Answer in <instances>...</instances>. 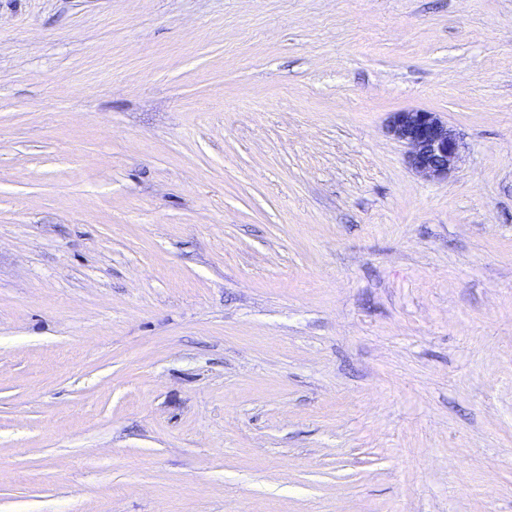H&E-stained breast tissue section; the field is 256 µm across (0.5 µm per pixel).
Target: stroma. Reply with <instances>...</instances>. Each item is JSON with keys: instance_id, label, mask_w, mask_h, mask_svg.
<instances>
[{"instance_id": "obj_1", "label": "stroma", "mask_w": 512, "mask_h": 512, "mask_svg": "<svg viewBox=\"0 0 512 512\" xmlns=\"http://www.w3.org/2000/svg\"><path fill=\"white\" fill-rule=\"evenodd\" d=\"M0 512H512V0H0ZM388 130L407 148L408 164L427 178H447L459 159L457 134L437 112L424 109L393 112Z\"/></svg>"}]
</instances>
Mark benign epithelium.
Instances as JSON below:
<instances>
[{"instance_id": "obj_1", "label": "benign epithelium", "mask_w": 512, "mask_h": 512, "mask_svg": "<svg viewBox=\"0 0 512 512\" xmlns=\"http://www.w3.org/2000/svg\"><path fill=\"white\" fill-rule=\"evenodd\" d=\"M388 130L407 148L408 164L427 178L448 177L459 159L457 134L436 112L424 109L394 112L389 117Z\"/></svg>"}]
</instances>
